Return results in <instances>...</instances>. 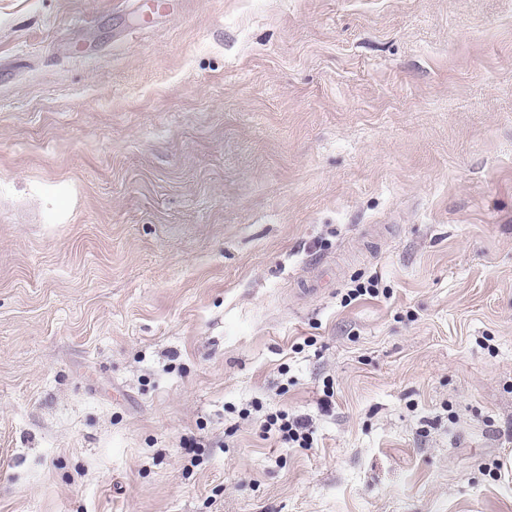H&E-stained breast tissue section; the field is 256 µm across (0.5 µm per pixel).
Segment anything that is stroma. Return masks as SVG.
I'll return each mask as SVG.
<instances>
[{
  "label": "stroma",
  "instance_id": "stroma-1",
  "mask_svg": "<svg viewBox=\"0 0 512 512\" xmlns=\"http://www.w3.org/2000/svg\"><path fill=\"white\" fill-rule=\"evenodd\" d=\"M0 512H512V0H0ZM264 433L275 432L283 444L289 448H309L313 446V430L306 419L290 416L288 411L279 410L266 415L262 424Z\"/></svg>",
  "mask_w": 512,
  "mask_h": 512
}]
</instances>
